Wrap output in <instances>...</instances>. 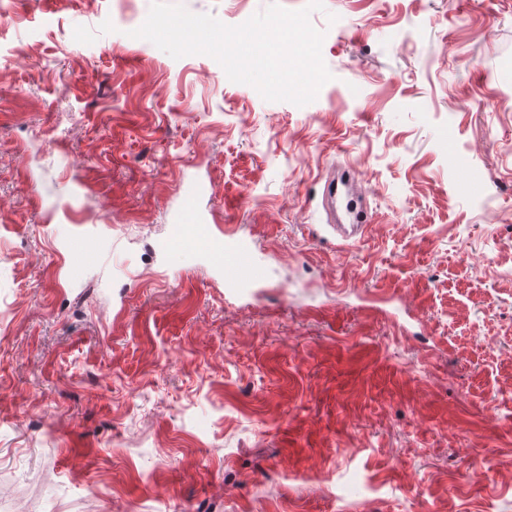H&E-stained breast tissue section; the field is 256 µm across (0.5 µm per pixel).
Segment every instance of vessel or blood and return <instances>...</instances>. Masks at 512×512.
Instances as JSON below:
<instances>
[{
	"label": "vessel or blood",
	"instance_id": "b4317fda",
	"mask_svg": "<svg viewBox=\"0 0 512 512\" xmlns=\"http://www.w3.org/2000/svg\"><path fill=\"white\" fill-rule=\"evenodd\" d=\"M358 182L352 168H344L338 175L327 176L324 194L328 197L343 196L345 210L356 234H365L369 217L358 195L353 192ZM203 188L187 185L183 190L182 208L165 242L169 249H188L207 254L214 264L224 269V285L228 288H248L263 279V266L256 259L250 243L243 239L216 240L207 224L200 218L197 200Z\"/></svg>",
	"mask_w": 512,
	"mask_h": 512
}]
</instances>
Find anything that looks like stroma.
Returning a JSON list of instances; mask_svg holds the SVG:
<instances>
[{"label":"stroma","mask_w":512,"mask_h":512,"mask_svg":"<svg viewBox=\"0 0 512 512\" xmlns=\"http://www.w3.org/2000/svg\"><path fill=\"white\" fill-rule=\"evenodd\" d=\"M324 2L302 107L113 0L0 20V512H512V0ZM190 180L260 285L164 247ZM340 187L355 188L357 191L356 195L353 193H347L344 199L345 210L350 217L349 224L355 228V233L346 240L356 237L359 234L360 237L353 240V242H356L359 241L367 232L370 220L366 210L361 204V192L358 191L359 185L355 177V173L350 166L345 167L337 177L335 174L326 176L324 183V196H328L331 199L336 200V196L340 193Z\"/></svg>","instance_id":"1"}]
</instances>
